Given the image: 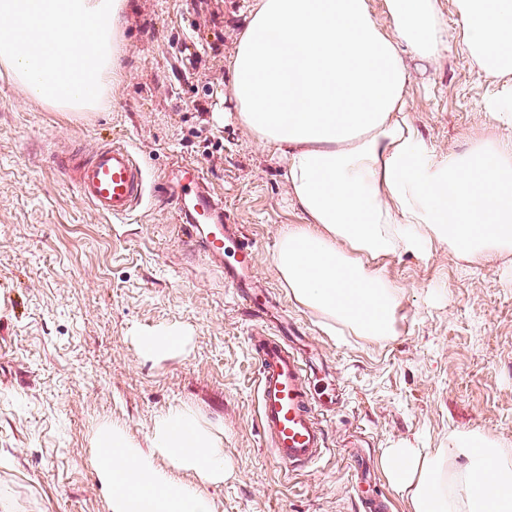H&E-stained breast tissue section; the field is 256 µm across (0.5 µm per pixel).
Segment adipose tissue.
I'll use <instances>...</instances> for the list:
<instances>
[{"label":"adipose tissue","instance_id":"obj_1","mask_svg":"<svg viewBox=\"0 0 512 512\" xmlns=\"http://www.w3.org/2000/svg\"><path fill=\"white\" fill-rule=\"evenodd\" d=\"M254 0L226 63L236 118L286 165L306 224L284 232L274 263L293 299L364 336L396 333L397 287L374 268L433 242L467 260L512 250V142L436 152L408 116L406 56L438 63L449 48L439 0ZM460 47L497 85L491 116L512 121V0H455ZM153 453L120 427L97 439L112 512H213L172 480L164 456L203 480L224 479V448L186 407L154 423ZM384 468L412 512H512V446L474 430L448 452L391 448Z\"/></svg>","mask_w":512,"mask_h":512}]
</instances>
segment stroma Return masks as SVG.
<instances>
[{"mask_svg": "<svg viewBox=\"0 0 512 512\" xmlns=\"http://www.w3.org/2000/svg\"><path fill=\"white\" fill-rule=\"evenodd\" d=\"M253 0H128L121 75L107 106L60 112L0 72V503L10 512H112L98 469L100 428L143 451L155 420L191 408L220 438L215 512H410L383 467L387 449L438 451L465 430L512 445V251L468 261L438 243L429 259L382 263L400 291L397 333L359 336L296 303L273 256L308 217L286 168L236 120L225 62ZM409 118L442 153L478 139L512 141L485 112L493 80L456 47L434 65L407 57ZM112 141L132 148L150 183L194 163L234 223L257 242L255 268L303 350L335 378L336 413L315 465L284 473L259 428L258 325L242 315L207 257L150 200L130 218L100 215L70 190L53 154ZM179 329L185 347L143 357L139 334Z\"/></svg>", "mask_w": 512, "mask_h": 512, "instance_id": "1", "label": "stroma"}]
</instances>
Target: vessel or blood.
<instances>
[{
	"label": "vessel or blood",
	"mask_w": 512,
	"mask_h": 512,
	"mask_svg": "<svg viewBox=\"0 0 512 512\" xmlns=\"http://www.w3.org/2000/svg\"><path fill=\"white\" fill-rule=\"evenodd\" d=\"M57 166L72 190L109 218L125 219L148 197L158 195L173 208L183 238L223 273L225 286L234 290L249 319L273 321L268 298L256 291L255 245L228 222L198 165H183L177 181L153 187L143 161L127 146L108 143L85 156L62 158ZM275 323L274 333L250 342L257 364L259 422L273 461L282 470L294 471L320 457L327 443L322 418L336 405L317 400L305 383L314 365L297 350L298 327L285 319Z\"/></svg>",
	"instance_id": "b4317fda"
}]
</instances>
